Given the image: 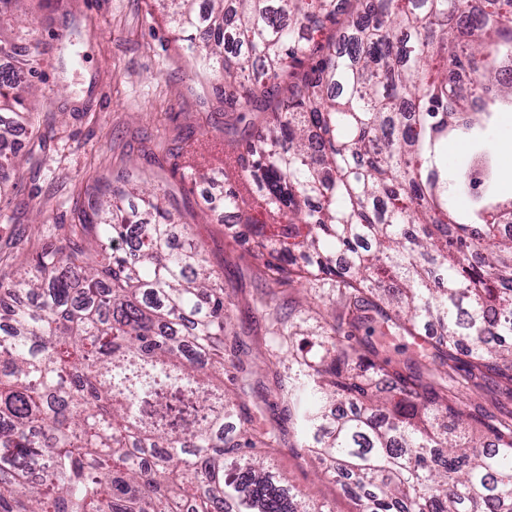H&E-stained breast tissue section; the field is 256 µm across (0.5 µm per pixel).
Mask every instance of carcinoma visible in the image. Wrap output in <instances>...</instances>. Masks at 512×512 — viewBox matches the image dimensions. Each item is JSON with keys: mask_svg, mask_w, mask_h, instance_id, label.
I'll return each mask as SVG.
<instances>
[{"mask_svg": "<svg viewBox=\"0 0 512 512\" xmlns=\"http://www.w3.org/2000/svg\"><path fill=\"white\" fill-rule=\"evenodd\" d=\"M157 2L244 125L224 170L181 147L172 172L224 183L208 204L275 282L340 279L331 359L275 382L301 446L363 512H512V415L472 445L477 415L431 379L492 373L512 399V196L497 169L445 159L450 138L490 154L512 110V0ZM1 56L4 169L36 59L0 28ZM109 192L0 285V512H326L268 461L281 432L246 403L255 371L223 285L192 239L170 247L167 191L127 171ZM425 324L436 340L407 375L385 339ZM360 330L378 344L351 343Z\"/></svg>", "mask_w": 512, "mask_h": 512, "instance_id": "obj_1", "label": "carcinoma"}]
</instances>
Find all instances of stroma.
Wrapping results in <instances>:
<instances>
[{
    "mask_svg": "<svg viewBox=\"0 0 512 512\" xmlns=\"http://www.w3.org/2000/svg\"><path fill=\"white\" fill-rule=\"evenodd\" d=\"M12 14L19 20L14 35L39 54L31 103L47 149L35 160L19 155L12 186L0 198V278L9 279L42 246L63 241L92 196L138 168L166 188L175 221L188 225L224 287L233 328L258 365L248 401L279 420L288 441L276 468L332 512H358L346 485L296 447L293 423L274 392L275 375L299 371L280 352V334L292 336L307 360L325 357L318 341L330 335L341 310L338 285L328 279L284 288L269 281L241 227L225 223L222 213H205L218 186L191 185L172 173L166 155L175 145L196 149L209 167L223 166L225 117L160 7L153 0H15Z\"/></svg>",
    "mask_w": 512,
    "mask_h": 512,
    "instance_id": "1",
    "label": "stroma"
}]
</instances>
